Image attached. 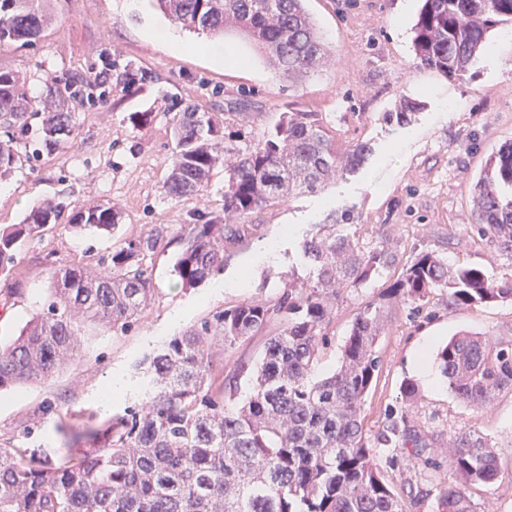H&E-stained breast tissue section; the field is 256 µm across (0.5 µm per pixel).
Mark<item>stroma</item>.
I'll return each mask as SVG.
<instances>
[{"instance_id": "1", "label": "stroma", "mask_w": 512, "mask_h": 512, "mask_svg": "<svg viewBox=\"0 0 512 512\" xmlns=\"http://www.w3.org/2000/svg\"><path fill=\"white\" fill-rule=\"evenodd\" d=\"M46 7L56 23L33 44H0V71L25 76L35 97L49 86L63 88L95 67L109 69L110 82L87 102L66 100L73 137L52 155H35L38 132L29 131L26 148L34 156L0 184V225L20 223L39 200L62 194L78 209L118 207L123 235L145 234L157 224L167 225L169 232L145 258L155 300L127 332L115 335L84 325L79 354L69 366L49 382L0 395V434L14 436L36 455L78 459L88 454L81 432L139 403L138 362L213 312L250 298L277 296L283 275L298 264L302 242L332 210H352L360 246L386 245L396 263L365 287L340 292L317 376L335 369L359 308L378 298L418 253L433 252L496 278L512 276V255L469 229L470 186L487 156L512 142V25L498 26L491 34L488 47L497 53L496 64L480 59L472 75L459 80L414 67L411 27L418 0H306L332 57L294 86L239 36L228 34L223 41L236 63L219 65L194 52L200 35L152 9L147 0H48ZM173 36L187 44V51L170 48ZM130 65L146 72L147 80L132 87L120 81ZM404 95L425 101L424 110L405 126L385 122L384 112ZM292 103L324 113L341 141H370L373 155L354 176L255 210L246 219L244 242L226 244L223 271L197 287H182L173 272L181 228L192 223L196 211L221 210L224 176L216 174L201 197L175 201L163 194L174 146V113L193 108L222 112L227 134L254 137ZM132 112H150L154 119L136 126L128 120ZM289 226L294 233L287 237L283 231ZM113 245L95 232L62 228L25 244L17 272L28 286L9 299L0 295V344L13 340L46 305L49 267L71 266L87 252L108 251ZM273 245L277 253L263 260V252ZM445 300L438 291L423 311L411 303L388 308L377 344L382 367L362 407L365 429L374 433L385 411L400 404L402 381L414 380L419 395L408 416L429 443L431 465L390 467L388 449L376 451L399 495L417 486L431 490V497L409 504L408 512H435V492L455 480L448 438L469 431L488 439L500 464L494 483L470 488L475 512H512V392H502L480 408L464 405L450 392L436 361L439 347L463 330L512 336V305L491 303L452 312ZM419 351L429 375L413 365ZM113 379L122 380L125 391L104 415L100 389ZM50 401L55 410L43 413Z\"/></svg>"}]
</instances>
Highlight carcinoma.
<instances>
[{"label":"carcinoma","mask_w":512,"mask_h":512,"mask_svg":"<svg viewBox=\"0 0 512 512\" xmlns=\"http://www.w3.org/2000/svg\"><path fill=\"white\" fill-rule=\"evenodd\" d=\"M305 0H151L182 28L211 38L238 32L267 54L277 71L298 81L326 63L330 49L307 12ZM51 23L43 0H0V42H33ZM512 24V0H421L413 28L416 64L443 76L465 77L478 63L495 27ZM35 100L17 73L0 71V183L21 164L18 146L40 116V139L51 153L73 134L72 120L56 90ZM424 107L403 97L385 120L408 125ZM165 194L180 198L207 192L224 163L222 213H202L187 224L173 271L194 288L224 268V244L239 242V220L359 172L373 153L368 140L343 144L322 113L282 112L261 137L241 142L224 136L217 112H181L173 126ZM471 232L512 253V142L486 159L470 188ZM75 229L115 236L122 211L106 205L75 210L62 198L31 209L20 224L0 227V281L7 293H23L16 276L21 246L53 232L62 220ZM351 211L330 218L302 247L305 276L291 274L274 298L245 300L213 313L171 339L142 363L144 391L125 415L83 432L95 450L84 458L36 459L29 449L0 439V512H407L402 498L375 461V447L389 448L406 463L428 464V443L409 425L407 406L418 395L402 385L403 404L385 414L369 440L362 406L381 368L377 343L385 308L406 302L423 307L430 294L446 292L448 311L512 303V277L497 280L477 267L450 264L432 252L418 255L379 300L354 317L338 367L313 378L336 299L394 266L384 246L365 251L339 225ZM167 235L156 224L145 235L125 237L112 251L80 266L50 272L47 307L10 343L0 345V393L49 380L72 359L81 325L124 332L154 300L152 271L143 265ZM279 324L252 371L230 377L214 366L212 343L224 347ZM436 360L448 388L462 403L481 407L512 391V338L462 333L442 346ZM249 373L241 403L238 380ZM457 482L439 490L436 512H474L468 489L494 482L498 454L479 434L448 437Z\"/></svg>","instance_id":"carcinoma-1"}]
</instances>
